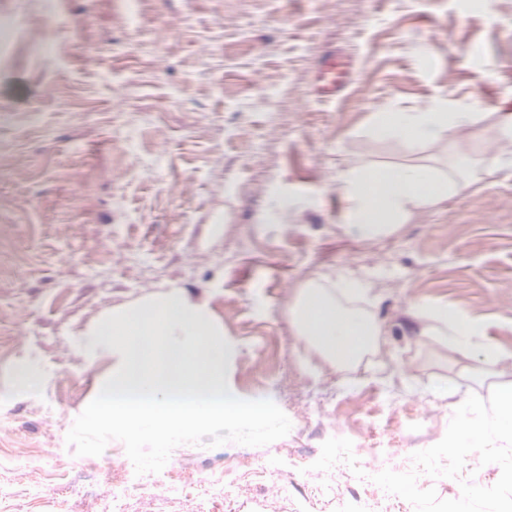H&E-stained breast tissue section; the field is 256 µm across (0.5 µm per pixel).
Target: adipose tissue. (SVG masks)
<instances>
[{
	"label": "adipose tissue",
	"instance_id": "obj_1",
	"mask_svg": "<svg viewBox=\"0 0 512 512\" xmlns=\"http://www.w3.org/2000/svg\"><path fill=\"white\" fill-rule=\"evenodd\" d=\"M480 128L486 142L483 166L488 171H512V110H500L491 128L481 129L480 115L447 98L433 100L421 112H377L367 128L375 139L407 143L453 140L464 130ZM461 180L452 170L426 164H345L336 172V191L348 203L343 222L349 232L372 239L393 234L420 211L436 207L455 192ZM336 292L309 284L293 308L299 335L308 338L337 366L347 369L378 346L380 327L364 312L344 306V299L369 292L371 283L337 275ZM417 317L427 321L430 335L444 336L451 349L467 354L465 372L475 383L496 373L503 357L483 336L481 320L445 306L413 301Z\"/></svg>",
	"mask_w": 512,
	"mask_h": 512
}]
</instances>
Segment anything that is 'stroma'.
<instances>
[{
	"mask_svg": "<svg viewBox=\"0 0 512 512\" xmlns=\"http://www.w3.org/2000/svg\"><path fill=\"white\" fill-rule=\"evenodd\" d=\"M352 76L330 100L324 56ZM512 0H0V512H114L121 441L75 455L66 435L120 363L86 329L176 286L224 327L226 375L274 401L291 430L253 447L199 448L166 464L174 495L126 512H415L345 463L312 470L336 433L362 470L408 471L455 409L487 387L466 359L422 335L413 300L479 318L512 354V174L478 171L397 233H346L336 168L478 160L482 141L371 138L373 113L436 97L493 125L512 101ZM368 278L354 307L383 326L354 369L297 335L290 307L309 281ZM43 391L23 394L20 365ZM449 388L450 396L438 391ZM252 478L231 484L225 455ZM297 487L274 500L260 468Z\"/></svg>",
	"mask_w": 512,
	"mask_h": 512,
	"instance_id": "1",
	"label": "stroma"
}]
</instances>
